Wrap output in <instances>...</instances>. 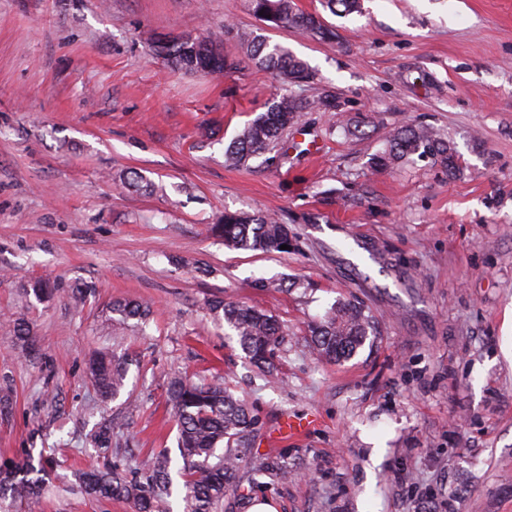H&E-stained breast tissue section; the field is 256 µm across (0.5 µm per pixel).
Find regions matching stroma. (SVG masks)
Returning <instances> with one entry per match:
<instances>
[{
    "instance_id": "stroma-1",
    "label": "stroma",
    "mask_w": 512,
    "mask_h": 512,
    "mask_svg": "<svg viewBox=\"0 0 512 512\" xmlns=\"http://www.w3.org/2000/svg\"><path fill=\"white\" fill-rule=\"evenodd\" d=\"M296 3L332 39L266 26L248 0H0V322L25 311L37 338L28 350L0 326V457L53 451L47 491L19 512H131L84 495L77 474L101 427L122 436L116 463L175 448L177 371L226 385L259 421L224 512L262 497L278 512H512V0H362L350 15ZM243 32L305 62L313 78L293 94L334 107L239 166L228 146L279 91ZM198 34L238 68L177 72L154 49ZM408 123L444 134L457 170L371 168ZM227 210L273 216L298 241L229 249L208 231ZM31 280L54 298L26 301ZM79 282L96 291L77 309ZM217 297L281 323L274 374L215 323ZM126 298L153 315L116 344L101 327ZM340 300L375 327L344 362L310 346ZM102 348L133 360L106 404L85 369ZM285 414L318 422L267 450ZM273 453L287 478L254 486L251 465Z\"/></svg>"
}]
</instances>
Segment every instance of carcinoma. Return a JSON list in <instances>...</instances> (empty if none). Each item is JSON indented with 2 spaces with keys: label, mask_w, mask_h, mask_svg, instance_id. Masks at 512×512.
I'll return each instance as SVG.
<instances>
[{
  "label": "carcinoma",
  "mask_w": 512,
  "mask_h": 512,
  "mask_svg": "<svg viewBox=\"0 0 512 512\" xmlns=\"http://www.w3.org/2000/svg\"><path fill=\"white\" fill-rule=\"evenodd\" d=\"M253 14L274 26H289L303 34L327 40L333 32L317 15L297 8L295 0H249ZM246 55L262 69L274 71L281 80L282 92L268 109L259 114L235 136L227 150L238 163H246L270 152L289 129L297 125L300 114L313 107L308 100L288 93V87L312 78L307 64L278 44L259 35L240 34ZM172 70L222 74L237 66L221 47L206 36H188L157 45ZM429 156L456 171L457 159L448 140L433 130L405 125L395 131L384 152L372 165L386 168L411 156ZM212 234L224 245L243 251L280 252V246L295 244L286 224L267 215L226 212ZM216 323L236 337L245 357L256 367L271 372L273 353L279 344L281 328L266 312L216 298L209 303ZM112 325L126 327L129 321L146 322L150 307L136 300L122 299L110 306ZM15 340L33 345L34 326L23 314L11 320ZM373 328L372 316L355 304L339 302L311 330L313 350L322 358L336 362L355 356ZM88 371L104 402L113 400L125 386L129 363L103 350L89 359ZM177 427V456L168 448L155 452L142 472H131L112 463V428L104 427L92 435L96 459L78 474L82 492L97 499H121L134 512H167L173 493L174 476L182 480L183 512H224V498L238 490L240 464L245 448L257 432L258 419L230 389L220 384L193 380L187 373L173 374L166 387ZM255 475L284 478L288 469L277 457H268L252 467ZM47 473L37 468L33 456L0 463V512L40 495Z\"/></svg>",
  "instance_id": "1"
}]
</instances>
